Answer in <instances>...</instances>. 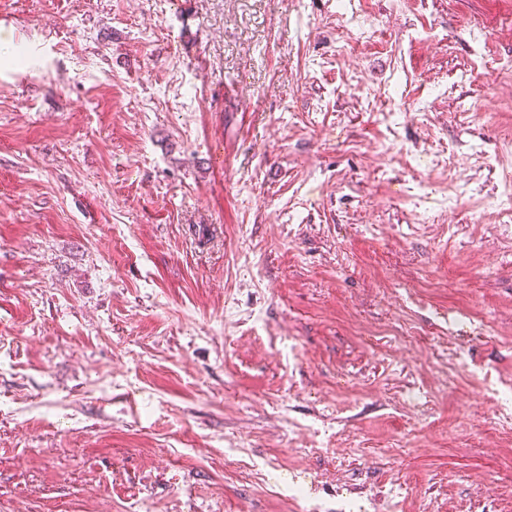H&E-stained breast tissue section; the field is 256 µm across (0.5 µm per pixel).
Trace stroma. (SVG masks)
Masks as SVG:
<instances>
[{"label":"stroma","mask_w":512,"mask_h":512,"mask_svg":"<svg viewBox=\"0 0 512 512\" xmlns=\"http://www.w3.org/2000/svg\"><path fill=\"white\" fill-rule=\"evenodd\" d=\"M0 39V512H512V0Z\"/></svg>","instance_id":"35a3bbf8"}]
</instances>
